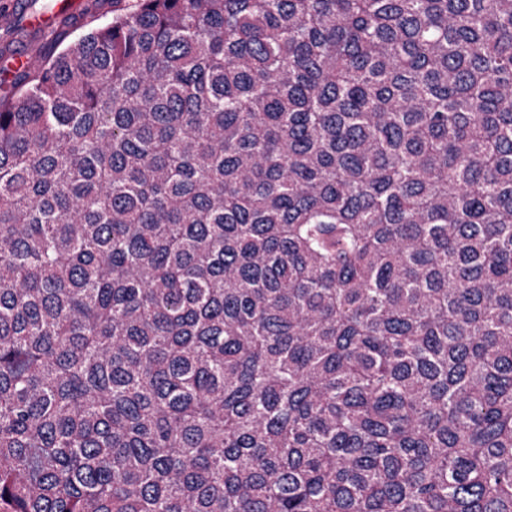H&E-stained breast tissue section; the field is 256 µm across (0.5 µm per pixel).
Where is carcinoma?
<instances>
[{"label":"carcinoma","instance_id":"1","mask_svg":"<svg viewBox=\"0 0 512 512\" xmlns=\"http://www.w3.org/2000/svg\"><path fill=\"white\" fill-rule=\"evenodd\" d=\"M0 88V512H512V0H138Z\"/></svg>","mask_w":512,"mask_h":512}]
</instances>
